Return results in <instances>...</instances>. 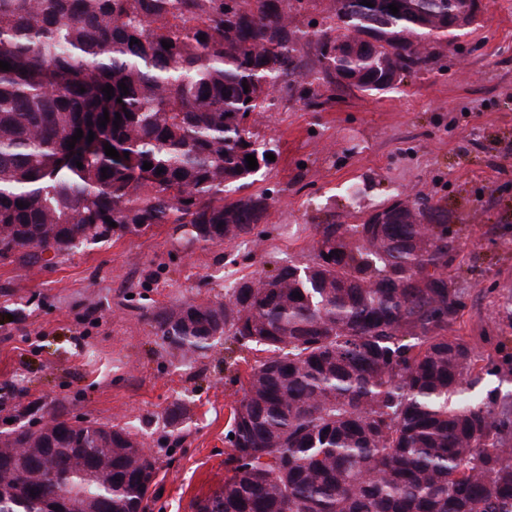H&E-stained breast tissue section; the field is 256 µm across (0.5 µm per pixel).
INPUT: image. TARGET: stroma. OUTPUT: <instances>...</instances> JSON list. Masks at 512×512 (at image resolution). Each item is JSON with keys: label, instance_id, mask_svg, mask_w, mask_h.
Wrapping results in <instances>:
<instances>
[{"label": "stroma", "instance_id": "1", "mask_svg": "<svg viewBox=\"0 0 512 512\" xmlns=\"http://www.w3.org/2000/svg\"><path fill=\"white\" fill-rule=\"evenodd\" d=\"M427 50V68L370 96L330 84L315 45L300 46L305 80L279 85L252 127L275 159L250 187L268 210L246 241L205 243L159 224L48 263L0 259V430L39 425L50 407L134 425L157 461L151 512H194L231 475L224 434L261 354L219 341L182 358L154 314L309 263L314 225L360 224L425 197L447 209L460 244L448 278L463 306L448 333L473 347L474 392L512 442V0H482L460 36Z\"/></svg>", "mask_w": 512, "mask_h": 512}]
</instances>
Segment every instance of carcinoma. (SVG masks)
Wrapping results in <instances>:
<instances>
[{
	"label": "carcinoma",
	"instance_id": "obj_1",
	"mask_svg": "<svg viewBox=\"0 0 512 512\" xmlns=\"http://www.w3.org/2000/svg\"><path fill=\"white\" fill-rule=\"evenodd\" d=\"M296 2L0 0V258L156 224L216 244L253 234L267 202L247 192L246 156L261 169L272 149L249 121L301 77L300 42L329 82L385 92L427 64L426 41L458 37L450 14L469 8L336 0L335 25L310 33L292 25ZM313 249L307 266L233 281L222 302L156 315L184 357L217 337L265 353L231 410L233 475L196 512H512V446L491 438V410L468 392L472 349L448 335L461 308L448 211L397 200L362 224L315 225ZM156 471L130 429L54 413L0 431V512H50L58 491L68 512H147Z\"/></svg>",
	"mask_w": 512,
	"mask_h": 512
}]
</instances>
